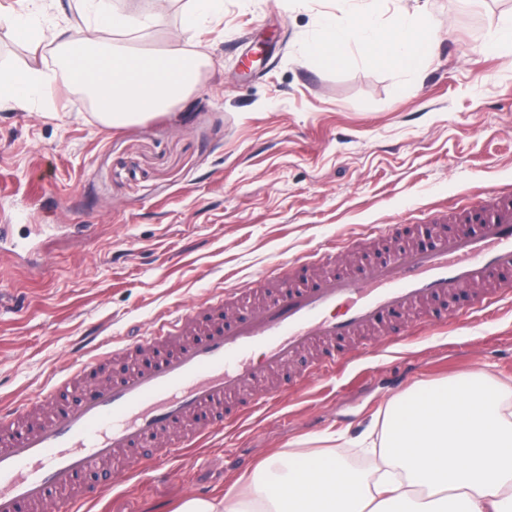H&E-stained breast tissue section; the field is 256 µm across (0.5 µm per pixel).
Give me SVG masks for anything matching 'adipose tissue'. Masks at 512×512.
<instances>
[{
    "label": "adipose tissue",
    "instance_id": "adipose-tissue-1",
    "mask_svg": "<svg viewBox=\"0 0 512 512\" xmlns=\"http://www.w3.org/2000/svg\"><path fill=\"white\" fill-rule=\"evenodd\" d=\"M5 15L11 36L37 47L50 43L60 69L0 67V103L19 108L52 103L58 85L88 91L99 120L118 130L162 114L199 84L202 61L179 48L159 54L130 49L154 14L118 10L110 0H73L74 18L36 23L45 0H18ZM309 56L337 64L359 44L362 59L386 60L413 73L430 56L434 29L424 14L399 13L380 28L372 5L350 24L324 14ZM115 33L102 43L100 35ZM373 458L355 470L322 450L263 461L241 491L190 497L175 512H512V388L486 375L452 386L416 384L386 407L375 434L357 442Z\"/></svg>",
    "mask_w": 512,
    "mask_h": 512
}]
</instances>
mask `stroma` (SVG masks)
Listing matches in <instances>:
<instances>
[{
    "mask_svg": "<svg viewBox=\"0 0 512 512\" xmlns=\"http://www.w3.org/2000/svg\"><path fill=\"white\" fill-rule=\"evenodd\" d=\"M355 0H224L191 33L172 0L130 48L187 45L208 56L195 91L166 113L104 126L80 90L41 104L0 106V407L62 372L67 357L106 354L84 388L124 367L112 347L155 323L289 262L283 285L361 268L378 247L418 238L435 214L487 207L512 192V45L483 44L512 0H383L427 10L438 43L416 74L387 62L330 66L303 46L321 14L346 20ZM51 68L0 26V64ZM388 224L405 225L394 236ZM331 247L325 265L309 254ZM462 299L399 312L342 342L334 372L314 379L317 352L269 381L273 398L185 454L165 436L126 471L96 473L71 492V512H173L188 497L223 495L276 452L329 429L358 436L418 381L488 373L512 387V296L473 310Z\"/></svg>",
    "mask_w": 512,
    "mask_h": 512,
    "instance_id": "1",
    "label": "stroma"
}]
</instances>
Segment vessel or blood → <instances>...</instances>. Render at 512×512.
<instances>
[{
	"label": "vessel or blood",
	"instance_id": "obj_1",
	"mask_svg": "<svg viewBox=\"0 0 512 512\" xmlns=\"http://www.w3.org/2000/svg\"><path fill=\"white\" fill-rule=\"evenodd\" d=\"M492 216L477 230L461 229L432 249L404 250L358 275H334L311 288H290L253 308L249 318L226 330L219 324L224 297L199 310L162 322L149 338L155 350L145 366L121 381L83 392L73 406L54 407L60 390L78 389L97 360L77 354L53 383L9 409L0 408V512H30L58 493L68 512V489L78 476L106 470L120 453L157 436L180 432L188 449L211 429L210 416L259 376L286 367L299 352L319 344L328 350L314 371L335 370L337 338L377 325L395 309H411L485 286L479 307L498 301V289L512 273V196L491 195ZM343 306L340 316L331 308ZM200 337L181 343L188 326ZM262 351L254 362V351ZM52 407L49 419L35 425L25 414Z\"/></svg>",
	"mask_w": 512,
	"mask_h": 512
}]
</instances>
